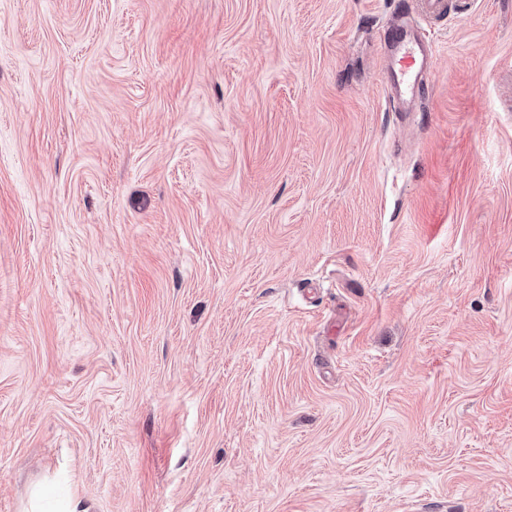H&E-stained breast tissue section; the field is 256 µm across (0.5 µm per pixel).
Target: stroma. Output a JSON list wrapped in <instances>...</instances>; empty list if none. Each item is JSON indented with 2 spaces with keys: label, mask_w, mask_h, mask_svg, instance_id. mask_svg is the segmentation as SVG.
<instances>
[{
  "label": "stroma",
  "mask_w": 512,
  "mask_h": 512,
  "mask_svg": "<svg viewBox=\"0 0 512 512\" xmlns=\"http://www.w3.org/2000/svg\"><path fill=\"white\" fill-rule=\"evenodd\" d=\"M0 0V512H512V0ZM414 28L413 24L409 28L401 22L392 28L398 54L390 67L387 88L398 108L405 102L416 100V89L420 86L419 73L427 65V59L414 36ZM44 494L36 490L32 493L30 500H29V506L28 509H26V512H89V508L83 504V502L75 497H70L67 500H65L61 506L60 510L56 511H46L42 510V501L44 499Z\"/></svg>",
  "instance_id": "1"
}]
</instances>
